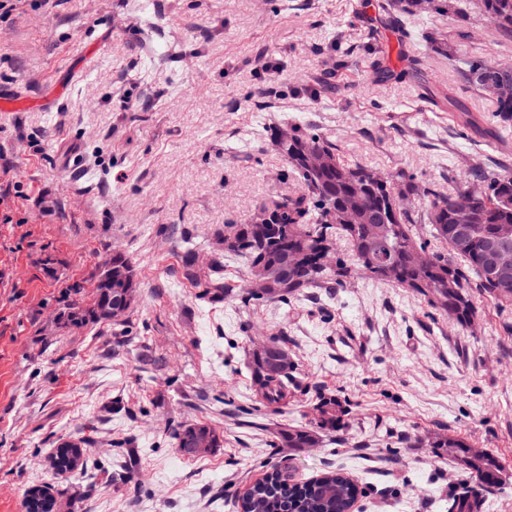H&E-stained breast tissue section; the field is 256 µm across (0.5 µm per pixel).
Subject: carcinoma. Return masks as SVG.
Here are the masks:
<instances>
[{"mask_svg":"<svg viewBox=\"0 0 512 512\" xmlns=\"http://www.w3.org/2000/svg\"><path fill=\"white\" fill-rule=\"evenodd\" d=\"M479 14L492 21V27L512 36V0H478ZM465 80L489 95L494 104V117L501 125L512 124V99L505 101L495 95L490 81L495 73L488 71L492 62L475 56L461 59ZM316 151L326 158L320 168L307 163V152ZM287 172L302 185L296 196L281 197L269 208L273 223L280 225L277 239L271 240L258 224H226L224 232L235 243L224 248V254L242 259L248 281L254 270L265 266L275 276L263 289H246L241 299L246 303L281 301L300 295L306 288H321L328 281H339L352 273H366L385 279L377 267L366 263L365 256L393 264L396 277L392 281L402 288H411L428 298L430 305L447 314L463 328L471 326L474 309L468 292L469 273L476 276V286L500 306L512 305V279L501 284L484 266L482 253L497 242L499 226H512V172L495 163L474 161L469 167L476 181L486 186V194L473 196L469 181L460 183L446 195H438L426 184L403 169L391 173L392 190L373 187L367 181L371 169L343 160L328 139L300 126L288 144L280 148ZM422 214H415V204ZM430 226L431 235L447 247V252L427 251V244L413 232L416 224ZM472 226V244L457 246L454 226ZM348 246L349 259L336 257L335 270H317L305 264H288V252L297 250L313 257L323 249L334 250L336 240ZM429 252L430 263L422 267L416 252ZM192 255H187L184 277L199 288L198 297L218 299L229 294L230 287L222 281L224 266L216 260L211 266L213 279L202 281L193 271ZM97 294L89 305L70 308L65 314L68 324H109V311L120 297L137 301L139 284L128 255L112 253L99 275ZM271 350H256L251 357L252 388L258 403L274 412L288 405V384L292 381L293 362L281 337L270 340ZM314 426L292 428L279 433L275 447L312 448L325 431L341 426L346 408L338 398L318 395ZM177 447L192 456L218 446L220 434L208 426L194 428L180 424L174 431ZM436 447L445 449L448 457L460 463L470 459L469 472L482 478V485L495 488L501 484V467L491 453L469 457V445L452 435L438 436ZM84 449L71 456L58 447L52 457L54 468L62 473L83 468ZM362 491L345 473L327 471L318 478L296 481L279 469L266 473L240 497V512H350ZM476 500L467 495H453L448 512H476Z\"/></svg>","mask_w":512,"mask_h":512,"instance_id":"carcinoma-1","label":"carcinoma"}]
</instances>
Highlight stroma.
I'll return each mask as SVG.
<instances>
[{
	"mask_svg": "<svg viewBox=\"0 0 512 512\" xmlns=\"http://www.w3.org/2000/svg\"><path fill=\"white\" fill-rule=\"evenodd\" d=\"M412 35L393 0H18L0 20V512L29 489L60 512H237L274 467L304 481L343 469L354 512H448L473 475L434 445L452 434L495 454L505 480L481 512H512V306L472 289L473 330L411 289L369 276L288 302L242 303L224 227L299 192L271 134L300 125L340 156L404 169L441 193L471 160L512 159V126L472 88L459 49L512 61V40L460 0ZM273 64L258 68L259 56ZM456 98L477 116L462 129ZM140 295L123 321L60 318L90 303L113 251ZM222 258L234 293L208 301L183 276ZM295 369L288 406L255 400L249 354L274 335ZM345 400L344 427L312 448H277L308 425L319 393ZM201 423L221 447L178 450ZM76 441L111 466L88 486L51 455ZM174 438L177 447L185 454L196 456L209 452L218 446L217 441H221L220 434L215 428L204 426L194 428L191 424H179L174 431ZM200 442L209 443V446L198 448Z\"/></svg>",
	"mask_w": 512,
	"mask_h": 512,
	"instance_id": "1",
	"label": "stroma"
}]
</instances>
